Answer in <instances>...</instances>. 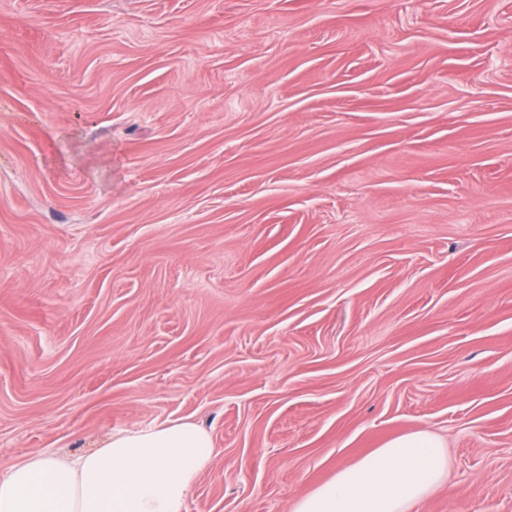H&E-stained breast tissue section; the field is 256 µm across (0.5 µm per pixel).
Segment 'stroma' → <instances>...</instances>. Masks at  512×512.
<instances>
[{"label": "stroma", "instance_id": "1", "mask_svg": "<svg viewBox=\"0 0 512 512\" xmlns=\"http://www.w3.org/2000/svg\"><path fill=\"white\" fill-rule=\"evenodd\" d=\"M180 418L186 512H512V0H0V471ZM446 447L429 431L395 437L302 495L293 512H407L447 479Z\"/></svg>", "mask_w": 512, "mask_h": 512}]
</instances>
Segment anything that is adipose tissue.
I'll list each match as a JSON object with an SVG mask.
<instances>
[{
    "mask_svg": "<svg viewBox=\"0 0 512 512\" xmlns=\"http://www.w3.org/2000/svg\"><path fill=\"white\" fill-rule=\"evenodd\" d=\"M211 462V437L191 421L119 430L94 451L28 456L0 471V512H185ZM447 477L444 440L412 432L339 469L293 512H409Z\"/></svg>",
    "mask_w": 512,
    "mask_h": 512,
    "instance_id": "adipose-tissue-1",
    "label": "adipose tissue"
}]
</instances>
